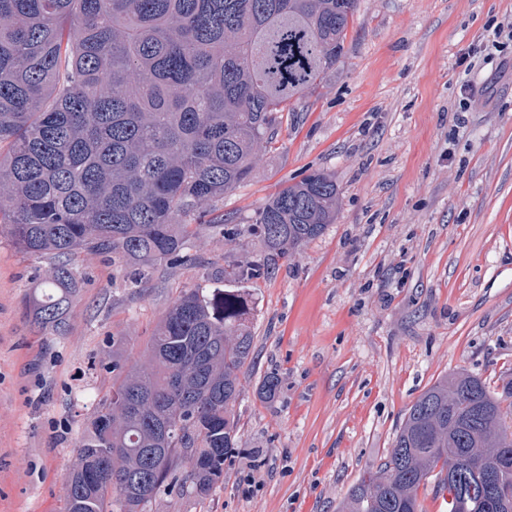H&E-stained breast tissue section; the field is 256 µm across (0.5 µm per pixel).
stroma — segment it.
<instances>
[{
	"mask_svg": "<svg viewBox=\"0 0 512 512\" xmlns=\"http://www.w3.org/2000/svg\"><path fill=\"white\" fill-rule=\"evenodd\" d=\"M510 22L512 0H359L344 67L225 195L235 244L197 232L201 265L159 267L139 288L129 267L79 262L66 335L33 324L41 262L0 236V512H64L113 337L139 357L180 290L259 259L255 211L314 170L335 176L340 207L250 285L255 353L224 483L205 499L163 487L144 512H336L436 380L512 382V41L493 39Z\"/></svg>",
	"mask_w": 512,
	"mask_h": 512,
	"instance_id": "stroma-1",
	"label": "stroma"
}]
</instances>
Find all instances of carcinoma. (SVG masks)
<instances>
[{
	"mask_svg": "<svg viewBox=\"0 0 512 512\" xmlns=\"http://www.w3.org/2000/svg\"><path fill=\"white\" fill-rule=\"evenodd\" d=\"M358 0H0V232L42 261L33 321L64 333L76 259L196 264L191 221L277 150L297 104L345 63ZM334 177L276 192L250 230L257 260H226L221 288L181 291L139 362L112 338V388L85 428L65 512H142L179 464L205 499L237 444L240 374L254 350L249 284L336 220ZM198 229L235 238L220 216ZM512 384L458 372L408 409L393 449L338 512H421L446 480L448 512H499L512 494Z\"/></svg>",
	"mask_w": 512,
	"mask_h": 512,
	"instance_id": "carcinoma-1",
	"label": "carcinoma"
}]
</instances>
